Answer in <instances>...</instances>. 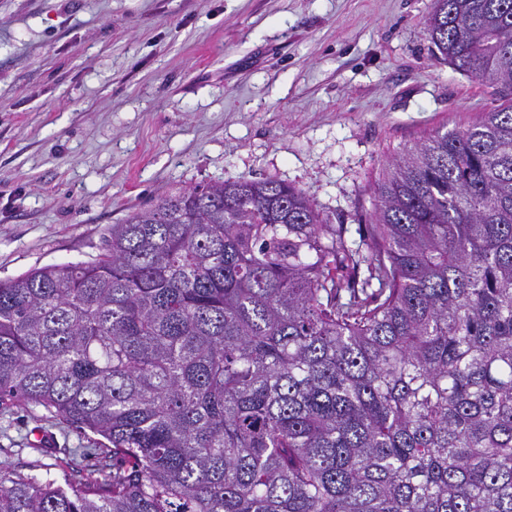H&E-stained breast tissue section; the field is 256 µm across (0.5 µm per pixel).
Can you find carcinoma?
Segmentation results:
<instances>
[{"instance_id":"1","label":"carcinoma","mask_w":512,"mask_h":512,"mask_svg":"<svg viewBox=\"0 0 512 512\" xmlns=\"http://www.w3.org/2000/svg\"><path fill=\"white\" fill-rule=\"evenodd\" d=\"M512 96V0H434ZM359 242L302 189L210 182L0 281V404L105 438L0 512H512V102L391 161Z\"/></svg>"}]
</instances>
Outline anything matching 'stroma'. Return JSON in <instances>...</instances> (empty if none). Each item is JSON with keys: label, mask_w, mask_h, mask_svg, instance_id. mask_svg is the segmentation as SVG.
<instances>
[{"label": "stroma", "mask_w": 512, "mask_h": 512, "mask_svg": "<svg viewBox=\"0 0 512 512\" xmlns=\"http://www.w3.org/2000/svg\"><path fill=\"white\" fill-rule=\"evenodd\" d=\"M433 0H0V280L89 261L179 188L273 179L359 239L389 162L504 103ZM101 436L0 407V468L76 479Z\"/></svg>", "instance_id": "1"}]
</instances>
